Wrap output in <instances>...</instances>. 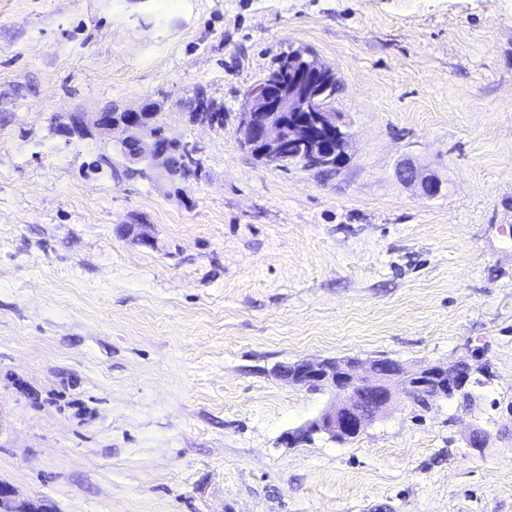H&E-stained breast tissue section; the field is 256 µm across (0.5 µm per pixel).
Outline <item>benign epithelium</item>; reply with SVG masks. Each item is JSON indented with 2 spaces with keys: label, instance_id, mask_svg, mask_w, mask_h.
Instances as JSON below:
<instances>
[{
  "label": "benign epithelium",
  "instance_id": "1",
  "mask_svg": "<svg viewBox=\"0 0 512 512\" xmlns=\"http://www.w3.org/2000/svg\"><path fill=\"white\" fill-rule=\"evenodd\" d=\"M288 80L270 73L252 87L240 113L241 145L257 161L280 167L297 159L316 168L338 167L348 147V135L340 115L325 107L324 95L336 81V73L313 53L297 51L284 63ZM155 113L143 106L123 112H98L93 127L104 140L131 141L135 152L131 165L170 169V155L163 133L152 125ZM82 115L53 126L55 135L66 140L90 127ZM280 377L310 390L331 389L335 400L315 419L283 434L293 446L324 433L333 440L358 437L377 417L393 406L396 392L416 404L421 390L429 394L422 407L437 398L456 393L469 395V367L459 365L408 366L397 361L374 360L366 368L341 360H301L279 371ZM0 512H29L12 489L0 492Z\"/></svg>",
  "mask_w": 512,
  "mask_h": 512
}]
</instances>
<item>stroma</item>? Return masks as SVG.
Wrapping results in <instances>:
<instances>
[{
  "label": "stroma",
  "instance_id": "obj_1",
  "mask_svg": "<svg viewBox=\"0 0 512 512\" xmlns=\"http://www.w3.org/2000/svg\"><path fill=\"white\" fill-rule=\"evenodd\" d=\"M294 48L336 72L329 171L240 143ZM147 103L196 178L52 133ZM350 358L491 378L283 445L335 396L279 366ZM0 480L48 512H512V0H0Z\"/></svg>",
  "mask_w": 512,
  "mask_h": 512
}]
</instances>
